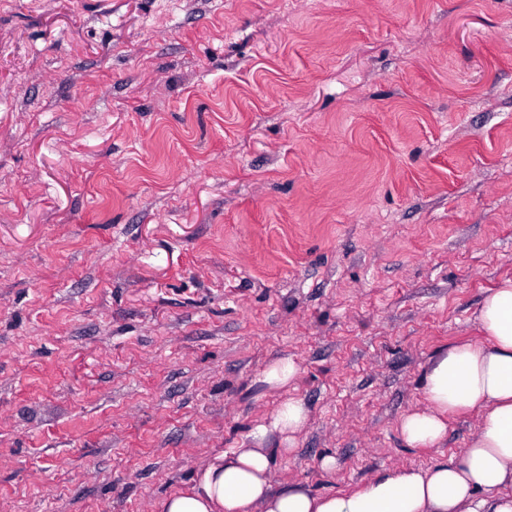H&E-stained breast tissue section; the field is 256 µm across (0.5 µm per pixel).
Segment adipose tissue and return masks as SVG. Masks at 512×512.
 <instances>
[{
	"label": "adipose tissue",
	"instance_id": "ef3b65f1",
	"mask_svg": "<svg viewBox=\"0 0 512 512\" xmlns=\"http://www.w3.org/2000/svg\"><path fill=\"white\" fill-rule=\"evenodd\" d=\"M476 321L486 344L459 343L428 365L424 405L399 421L411 448L434 447L452 414L479 411L476 436L452 462L384 471L353 493L318 494L300 482L271 483L274 454H290L306 426L303 399H284L246 445L223 453L159 512H512V279L484 298Z\"/></svg>",
	"mask_w": 512,
	"mask_h": 512
}]
</instances>
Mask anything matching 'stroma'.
<instances>
[{
	"instance_id": "stroma-1",
	"label": "stroma",
	"mask_w": 512,
	"mask_h": 512,
	"mask_svg": "<svg viewBox=\"0 0 512 512\" xmlns=\"http://www.w3.org/2000/svg\"><path fill=\"white\" fill-rule=\"evenodd\" d=\"M508 279L512 0H0V512H158L290 395L273 485L450 462L399 420ZM299 367L291 357L271 362L264 373V381L275 388H284L296 377Z\"/></svg>"
}]
</instances>
